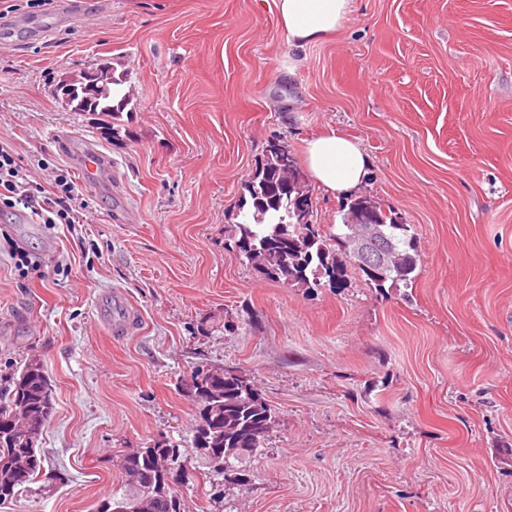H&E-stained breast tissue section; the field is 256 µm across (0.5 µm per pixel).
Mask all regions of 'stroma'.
<instances>
[{
    "label": "stroma",
    "mask_w": 512,
    "mask_h": 512,
    "mask_svg": "<svg viewBox=\"0 0 512 512\" xmlns=\"http://www.w3.org/2000/svg\"><path fill=\"white\" fill-rule=\"evenodd\" d=\"M107 62L132 101L101 133L61 75ZM371 165L360 194L410 225L411 286H288L224 246L270 141L327 132ZM108 175L84 224L0 225V375L39 357L54 413L44 468L7 512H89L118 458L178 448L181 512H512V0H353L299 49L276 0H77L0 20V140ZM120 292L125 336L96 320ZM207 333H200L199 324ZM239 371L275 411L257 455L218 474L193 443L196 366ZM80 170L83 178L87 180H97L102 174L106 173L104 157L94 148L93 144L85 141L79 151Z\"/></svg>",
    "instance_id": "1"
}]
</instances>
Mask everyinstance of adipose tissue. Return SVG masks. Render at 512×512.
Listing matches in <instances>:
<instances>
[{
	"label": "adipose tissue",
	"mask_w": 512,
	"mask_h": 512,
	"mask_svg": "<svg viewBox=\"0 0 512 512\" xmlns=\"http://www.w3.org/2000/svg\"><path fill=\"white\" fill-rule=\"evenodd\" d=\"M276 8L289 41L303 47L336 32L351 11V0H277ZM306 159L315 183L333 196L351 192L367 176L365 152L333 131L308 140Z\"/></svg>",
	"instance_id": "ef3b65f1"
}]
</instances>
